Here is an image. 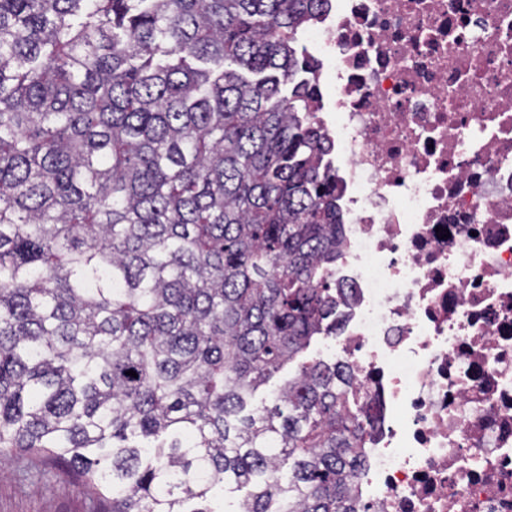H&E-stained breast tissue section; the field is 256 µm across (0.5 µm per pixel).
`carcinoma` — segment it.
Masks as SVG:
<instances>
[{
	"instance_id": "1",
	"label": "carcinoma",
	"mask_w": 512,
	"mask_h": 512,
	"mask_svg": "<svg viewBox=\"0 0 512 512\" xmlns=\"http://www.w3.org/2000/svg\"><path fill=\"white\" fill-rule=\"evenodd\" d=\"M322 2L0 0V454L96 512H357ZM297 367L298 361H295L284 366L279 372L274 374L270 381L258 391L253 404L255 406L261 405L262 400L268 398L272 392L277 391L288 379H292L297 372Z\"/></svg>"
}]
</instances>
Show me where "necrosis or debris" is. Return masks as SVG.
<instances>
[{"mask_svg": "<svg viewBox=\"0 0 512 512\" xmlns=\"http://www.w3.org/2000/svg\"><path fill=\"white\" fill-rule=\"evenodd\" d=\"M300 50L344 185L359 512H512V0H327Z\"/></svg>", "mask_w": 512, "mask_h": 512, "instance_id": "1", "label": "necrosis or debris"}]
</instances>
